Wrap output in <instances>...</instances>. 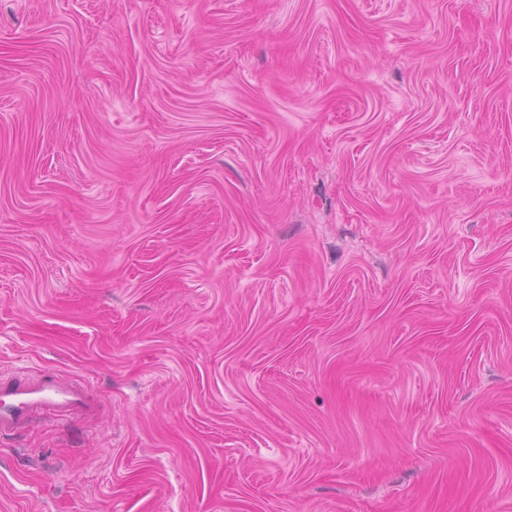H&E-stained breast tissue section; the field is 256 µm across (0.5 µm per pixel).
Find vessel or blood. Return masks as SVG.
Segmentation results:
<instances>
[{
	"label": "vessel or blood",
	"mask_w": 512,
	"mask_h": 512,
	"mask_svg": "<svg viewBox=\"0 0 512 512\" xmlns=\"http://www.w3.org/2000/svg\"><path fill=\"white\" fill-rule=\"evenodd\" d=\"M95 410L86 387L78 381L51 375L24 380L0 377V434L27 431L39 411L86 418Z\"/></svg>",
	"instance_id": "1"
}]
</instances>
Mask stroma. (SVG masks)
<instances>
[{
	"instance_id": "1",
	"label": "stroma",
	"mask_w": 512,
	"mask_h": 512,
	"mask_svg": "<svg viewBox=\"0 0 512 512\" xmlns=\"http://www.w3.org/2000/svg\"><path fill=\"white\" fill-rule=\"evenodd\" d=\"M0 512H512V0H0ZM95 410L86 387L76 380L51 375L24 380L0 377V434L27 431L39 411L87 418Z\"/></svg>"
}]
</instances>
